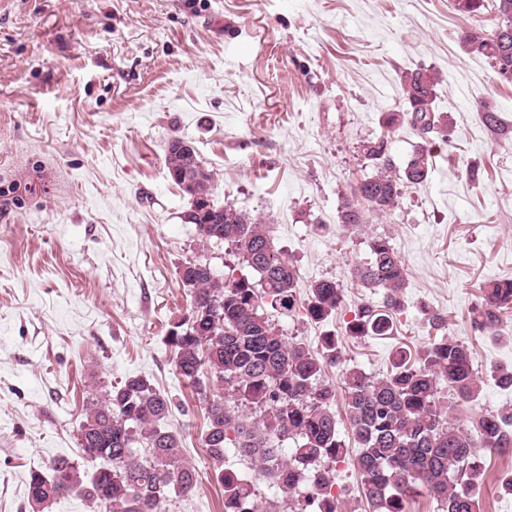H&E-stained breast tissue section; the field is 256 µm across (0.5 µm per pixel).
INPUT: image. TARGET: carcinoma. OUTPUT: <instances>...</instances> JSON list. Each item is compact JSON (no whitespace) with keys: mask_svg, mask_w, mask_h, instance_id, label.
I'll return each instance as SVG.
<instances>
[{"mask_svg":"<svg viewBox=\"0 0 512 512\" xmlns=\"http://www.w3.org/2000/svg\"><path fill=\"white\" fill-rule=\"evenodd\" d=\"M494 2L502 22L466 33L464 44L501 74L512 72V0ZM454 5L475 15L487 8V0H454ZM435 86L436 79L421 69L405 73L404 108L386 113L384 125L406 123L420 142L399 168L388 136L365 141L363 153L372 172L342 198L337 223L358 228L369 217L393 210L402 188L429 179L435 139L446 141L442 116L432 107ZM182 142L175 138L168 143L170 177L183 170ZM214 189L215 175L207 168L190 189L209 206L192 221L199 245L231 246L258 281L226 280L211 267L179 268L193 303L188 318L172 325L166 342L174 348L178 374L206 402L204 447L212 476L224 488V512H341L335 471L346 460L360 476V493L371 512H408L409 501L424 494L436 500L441 512H480L484 451L512 446V405L461 421L462 408L475 405L482 391L470 348L435 336L414 352L398 348L390 371L372 376L344 366L342 339L332 331L314 348L288 341L264 304L282 315L295 309L298 269L276 248L263 216L217 204ZM211 214L224 217L217 234ZM369 249V258L352 267L351 278L361 288L381 292L382 302L360 307L347 322L345 333L352 338L392 335L408 285L390 237L371 238ZM342 300L335 281L318 280L309 287L306 316L315 324L325 323ZM508 309L512 278L486 282L480 304L469 312L472 330L495 333L499 314ZM334 367L342 371L352 445L336 419V385L324 380ZM171 411L168 396L142 375H129L89 398L77 440L81 458L92 470L56 459L46 470L29 473L28 500L38 502V512L70 495L96 502L103 512H169L175 500L198 486L197 469L184 455L181 439L165 427ZM285 447L291 449L287 456ZM229 448L275 487L278 497L261 495L250 478L225 466Z\"/></svg>","mask_w":512,"mask_h":512,"instance_id":"1","label":"carcinoma"}]
</instances>
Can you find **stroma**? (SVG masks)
Wrapping results in <instances>:
<instances>
[{
  "label": "stroma",
  "instance_id": "stroma-1",
  "mask_svg": "<svg viewBox=\"0 0 512 512\" xmlns=\"http://www.w3.org/2000/svg\"><path fill=\"white\" fill-rule=\"evenodd\" d=\"M495 18L454 0H0V512H32L30 470L79 460L92 389L136 374L171 399L168 427L199 471L172 512H224L205 404L166 336L192 307L184 262L249 269L229 246L200 248L184 223L164 163L174 138L194 141L216 202L264 216L296 264L298 305L272 316L288 340L317 345L381 303L350 269L386 235L407 269L404 305L392 335L344 340L347 365L385 374L396 348L426 345L439 313L473 352L478 407L512 404L493 378L512 364V313L494 336L468 320L484 281L512 278V82L463 42ZM418 68L436 76L448 127L432 176L344 228L341 197L368 171L360 146L402 109ZM319 279L344 290L324 324L303 309ZM486 462L480 512H512L498 490L512 448Z\"/></svg>",
  "mask_w": 512,
  "mask_h": 512
}]
</instances>
